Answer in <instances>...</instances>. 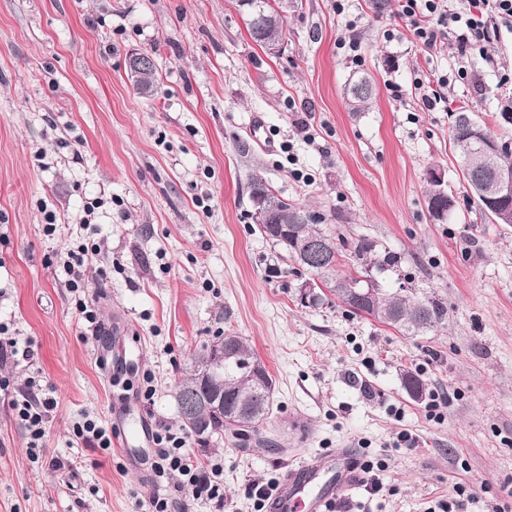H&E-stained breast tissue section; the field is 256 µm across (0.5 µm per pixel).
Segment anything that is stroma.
Listing matches in <instances>:
<instances>
[{
    "mask_svg": "<svg viewBox=\"0 0 512 512\" xmlns=\"http://www.w3.org/2000/svg\"><path fill=\"white\" fill-rule=\"evenodd\" d=\"M280 3L286 37L273 55L250 37L239 0H0V322L37 349L32 368L1 364L0 377L19 388L39 377L57 400L33 454L0 393V512H146L174 495L72 427L87 413L115 428L130 417L180 430L175 386L195 352L228 332L275 379L274 411L248 444L229 432L206 447L190 441L202 461L223 463L224 502L192 501L189 512H255L252 482L277 485L289 465L330 448L384 461L374 500L336 491L364 512H434L458 484L473 496L460 512H490L512 491V224L478 210L450 143L459 110L512 142L497 119L512 97L502 80L512 77V27L463 56L452 36L421 50L395 0H348L341 14L336 0ZM350 38L356 64L338 46ZM135 53L158 69L146 95L130 78ZM423 73L447 75L446 109L419 111ZM362 75L374 95L354 112L345 92ZM432 169L454 201L442 221L426 204ZM257 176L321 217L339 276L357 268V242L394 253L398 265L373 272L376 285L435 295L444 324L407 337L339 303L302 306L304 274L254 222ZM94 198L102 204L86 214ZM87 220L98 339L47 262ZM146 371L150 404L134 390ZM409 372L420 394L405 389ZM433 394L445 403L440 421L427 415ZM55 458L68 468L49 470Z\"/></svg>",
    "mask_w": 512,
    "mask_h": 512,
    "instance_id": "stroma-1",
    "label": "stroma"
}]
</instances>
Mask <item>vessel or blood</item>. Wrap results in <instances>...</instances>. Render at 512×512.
Returning a JSON list of instances; mask_svg holds the SVG:
<instances>
[{"mask_svg": "<svg viewBox=\"0 0 512 512\" xmlns=\"http://www.w3.org/2000/svg\"><path fill=\"white\" fill-rule=\"evenodd\" d=\"M361 467L351 448H335L298 462L284 473L269 512H329L336 490L353 486Z\"/></svg>", "mask_w": 512, "mask_h": 512, "instance_id": "b4317fda", "label": "vessel or blood"}]
</instances>
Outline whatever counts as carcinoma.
Here are the masks:
<instances>
[{
	"mask_svg": "<svg viewBox=\"0 0 512 512\" xmlns=\"http://www.w3.org/2000/svg\"><path fill=\"white\" fill-rule=\"evenodd\" d=\"M241 6L245 7L251 38L270 53H276L285 35L280 9L271 0H241ZM129 66L138 89L149 91L157 79L152 58L140 54L130 60ZM346 95L354 111L362 110L372 98V81L365 76L358 78L349 84ZM464 115V111L457 113L453 121L452 144L458 150L459 142L468 139L472 153L478 154L481 144L492 135L482 125L481 135L471 137ZM251 194L263 200L264 208L254 207V219L261 235L290 261L319 277L324 291L314 296L311 305L331 304L336 299L349 312L369 316L409 337L423 335L444 323L445 307L433 295L417 298L401 288L387 294L378 291L370 300L367 288L357 278H336L339 250L332 237L320 228V217L285 201L261 178L252 180ZM427 207L434 219L442 221L448 217L453 200L431 188ZM318 242L322 243L320 250L309 252V247ZM221 343L224 344V377H204L201 368L194 367L174 391L182 429L204 447L230 427L238 428L241 436L258 430L274 410L276 381L244 337L229 332L224 335V341L203 346L195 358L205 361Z\"/></svg>",
	"mask_w": 512,
	"mask_h": 512,
	"instance_id": "cac0c4a2",
	"label": "carcinoma"
}]
</instances>
